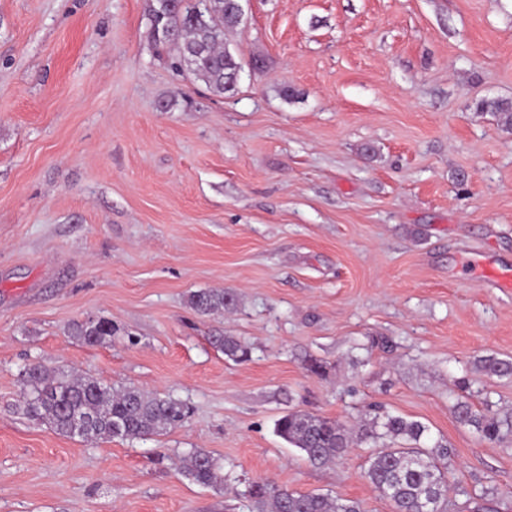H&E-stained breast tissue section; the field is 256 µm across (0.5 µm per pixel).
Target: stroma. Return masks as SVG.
I'll return each mask as SVG.
<instances>
[{"label": "stroma", "instance_id": "35a3bbf8", "mask_svg": "<svg viewBox=\"0 0 512 512\" xmlns=\"http://www.w3.org/2000/svg\"><path fill=\"white\" fill-rule=\"evenodd\" d=\"M151 4L0 0V512H247L256 480L391 512L370 443L314 466L274 431L375 404L453 448L448 512H512V439L454 414L512 413V375L480 368L512 360V130L479 107L512 101V0H249L224 95L156 56ZM203 289L234 302L199 318ZM99 319L104 343L70 336ZM33 361L191 414L60 435L15 410ZM193 448L222 488L179 474ZM113 331L112 323L101 319L76 322L70 328L71 336L87 345L103 343ZM209 341L229 359L240 361L248 357L247 347L234 336L214 334L210 336Z\"/></svg>", "mask_w": 512, "mask_h": 512}]
</instances>
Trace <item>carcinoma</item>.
I'll return each mask as SVG.
<instances>
[{
	"label": "carcinoma",
	"mask_w": 512,
	"mask_h": 512,
	"mask_svg": "<svg viewBox=\"0 0 512 512\" xmlns=\"http://www.w3.org/2000/svg\"><path fill=\"white\" fill-rule=\"evenodd\" d=\"M151 37L157 50L176 53L180 64L212 92L235 90L234 75L241 69L224 45V34L239 24L232 17L230 0H154L150 7ZM480 108L496 114L512 130V102L484 100ZM190 308L209 316L232 304L224 291L199 290L189 296ZM71 336L87 345L113 335L107 320L76 322ZM210 343L232 360L248 357L247 347L234 336L214 334ZM489 375H512V362L496 357L481 360ZM27 387L23 411L63 436L98 439H146L182 424L189 416L186 402L170 395L134 386L114 389L97 378L77 375L62 367L41 363L25 366ZM456 418L473 426L489 441L512 436V416H487L467 401L455 406ZM276 433L300 449L307 461L324 466L343 456L354 440L372 441L366 478L387 499L392 512H448V471L452 449L440 442L421 443L426 427L418 421L377 411L369 422L352 432L334 419L289 412L275 424ZM180 473L206 487L224 486L222 466L207 451L194 448L182 461ZM249 512H362L360 502L320 493H300L268 481L252 482L247 490Z\"/></svg>",
	"instance_id": "1"
}]
</instances>
